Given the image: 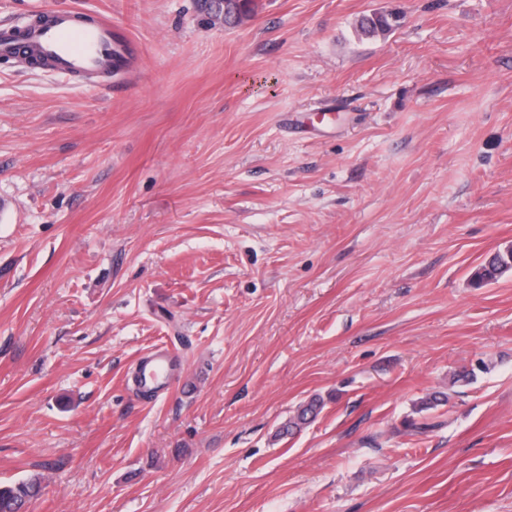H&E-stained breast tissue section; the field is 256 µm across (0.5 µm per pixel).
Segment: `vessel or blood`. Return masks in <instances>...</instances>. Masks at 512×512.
Returning a JSON list of instances; mask_svg holds the SVG:
<instances>
[{"label": "vessel or blood", "mask_w": 512, "mask_h": 512, "mask_svg": "<svg viewBox=\"0 0 512 512\" xmlns=\"http://www.w3.org/2000/svg\"><path fill=\"white\" fill-rule=\"evenodd\" d=\"M0 55H21L31 66L79 81L109 80L127 71L133 48L111 19L59 10L20 26H1ZM181 366L169 347L153 349L144 358L139 391L159 389Z\"/></svg>", "instance_id": "1"}]
</instances>
